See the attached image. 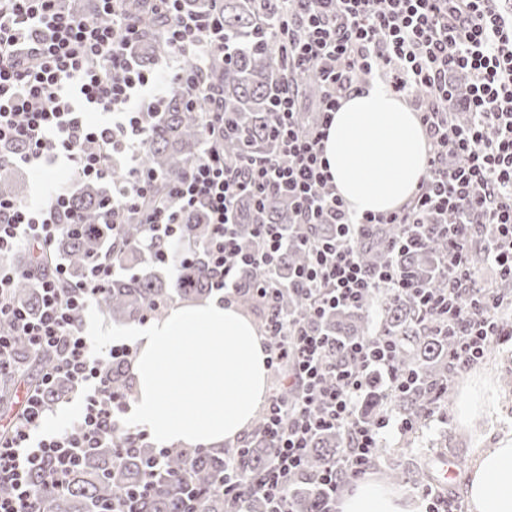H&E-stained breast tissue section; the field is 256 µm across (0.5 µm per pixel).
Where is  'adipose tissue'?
<instances>
[{
  "mask_svg": "<svg viewBox=\"0 0 512 512\" xmlns=\"http://www.w3.org/2000/svg\"><path fill=\"white\" fill-rule=\"evenodd\" d=\"M426 140L415 112L373 84L346 97L323 142L337 193L358 213L405 202L425 173ZM133 420L164 443L235 442L267 394V358L256 326L235 305L204 299L131 331ZM466 488L469 512H512V436L480 449ZM407 489L358 483L336 512H417Z\"/></svg>",
  "mask_w": 512,
  "mask_h": 512,
  "instance_id": "adipose-tissue-1",
  "label": "adipose tissue"
}]
</instances>
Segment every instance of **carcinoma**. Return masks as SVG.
<instances>
[{
  "label": "carcinoma",
  "mask_w": 512,
  "mask_h": 512,
  "mask_svg": "<svg viewBox=\"0 0 512 512\" xmlns=\"http://www.w3.org/2000/svg\"><path fill=\"white\" fill-rule=\"evenodd\" d=\"M223 10L224 35L236 50L224 60L212 63L208 69L215 84L224 93V116L230 119V132L218 140L224 159L235 163L244 154L273 155L276 141L271 134L273 112L271 103L283 83L295 82L307 105L302 118L314 111L319 85L314 78L288 72L275 52L279 37L276 24L265 6L258 0H183L185 11L205 14L213 7ZM125 9L134 16H143V34L134 48V56L144 66L152 64L164 48V23L151 13L145 0H125ZM205 142L203 106H190L184 92L170 93L165 110L150 124L149 138L139 159L143 171H156L163 181L153 188L152 196L144 202L149 208L165 199L171 186L188 171L200 154ZM106 190L97 184L84 183L71 195L72 207L82 216L83 223L61 227L48 249L39 253L41 264L49 267L62 263L66 279L76 284L82 281L91 262L105 256L117 259L121 270L115 272L97 305L115 322L135 323L148 317L164 316L171 294L181 298H198L211 292V273L206 257L199 253L182 265L170 264L171 279L128 269L139 263L146 254L155 252L149 227L146 224H124L122 232L113 235L112 225L99 223ZM233 221L244 247L253 246V225L281 224L288 227L293 221L288 200L269 195L258 208L249 196L241 197ZM180 243L203 241L210 225L202 211H193L184 218ZM384 234L368 231L359 241L362 262L373 265L383 253ZM448 250V238L442 224L429 227L428 243L407 252L401 268L408 279L419 281L433 292L448 287L441 273L442 256ZM305 254L296 247L284 251L278 266L283 288L288 277L304 263ZM267 271L261 266L248 267L239 275L240 292L237 304L244 310L264 317V311L253 299L252 288L265 279ZM14 299L31 312L39 308L36 285L21 279L15 285ZM373 297H368L359 309H338L327 315L323 327L339 342L367 338L370 321L367 309ZM379 332L399 344L400 365L412 371L416 382L394 400L404 414L422 418L426 410L448 399V376L455 372L449 359L452 338L436 322L421 318L420 304L412 294L391 297L383 301ZM14 356L44 373L51 369L54 359L48 353L34 351L22 336L14 337ZM127 364L107 361L103 370L112 381L114 390L125 397L132 395L126 374ZM70 385L60 383L44 390L45 399L57 404L65 401ZM387 404L382 387L374 382L365 399L366 413H383ZM264 416H259L248 439L241 443L240 462L245 475L255 479L274 460L275 448L264 434ZM343 433L330 430L319 434L308 449L302 469L292 478L289 496L297 512H323L321 497L316 491L318 476L336 456L345 451ZM226 480L224 453L206 448L173 446L165 455L164 464H155V451L147 446L128 448V437L121 434L113 445L98 448L74 470L62 491L51 488L46 473L35 480L40 493V512H102L112 502L115 492L148 483L147 491L133 501L131 512H182L183 498L194 491L196 508L193 512H224L222 488Z\"/></svg>",
  "instance_id": "carcinoma-1"
}]
</instances>
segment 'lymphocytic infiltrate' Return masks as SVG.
Listing matches in <instances>:
<instances>
[{
	"mask_svg": "<svg viewBox=\"0 0 512 512\" xmlns=\"http://www.w3.org/2000/svg\"><path fill=\"white\" fill-rule=\"evenodd\" d=\"M276 19L282 40L279 58L289 69L321 84L319 108L310 125L297 122L298 98L284 85L273 104L277 153L245 156L241 176L213 149H206L170 189L166 200L143 208L158 181L138 166L148 122L162 112L165 95L155 92L151 74L140 68L130 48L142 35L138 19L123 0H98L110 21L100 24L63 9L60 0H0V146L17 145L18 166L71 163L80 179L109 183L102 208L107 224L136 221L148 225L156 244L177 239L182 218L204 211L211 237L186 247L187 254L208 258L212 288L223 302L237 298L243 267L263 266L267 277L254 288L267 311L264 336L283 342L268 347L267 365L287 367L286 382L295 397L271 396L265 434L274 441L276 463L255 481L240 472L239 453L224 451L234 477L223 489L224 512H247L245 504L262 496L269 512H293L288 479L301 467L314 436L338 429L348 447L318 477L324 512H336L340 483L359 479L372 467L381 431L396 426L410 432L412 417L360 421L358 402L375 376L388 391L403 390L408 372L399 366L394 342L378 337L336 344L321 319L331 310L361 306L372 292L418 296L428 318L445 325L453 339L451 360L457 370L478 364L496 334L495 319L504 301L485 288L469 260L474 240L485 245V260L496 276L512 280V0H264ZM164 17L165 54L176 60L195 54L201 68L171 73L169 82L184 89L191 102L204 103L205 126L214 136L224 128L223 95L203 70L224 57L221 15L184 13L182 0H153ZM382 82L417 113L427 138L426 173L413 198L388 213L350 210L326 171L322 141L333 114L351 91ZM110 114L108 122L89 124L83 112ZM127 170L123 181L114 168ZM288 194L298 206L300 245L306 261L292 284L308 302L304 315L278 307L279 259L288 242L279 225L255 227L256 245L242 250L233 229L232 203L241 194L254 200L270 192ZM452 212L448 253L442 266L448 289L434 293L406 281L401 257L428 238L425 215ZM70 196L48 191L41 204L0 197V253L24 246L48 247L62 224L78 223ZM331 225L334 238L324 240L315 228ZM398 226L377 268L361 262L357 241L365 228ZM114 262H94L88 276L71 285L61 274L41 278V306L29 313L12 302L10 290L18 269L0 266V319H9L32 348L54 354L43 386L66 380L80 400L78 414L51 432H40L53 405L37 391L28 392L19 413L0 434V512H39L33 487L36 474L49 472L54 488L64 487L82 454L105 445L121 432L134 442L145 430L127 429L125 398L114 391L102 369L107 360L127 361L128 343L94 344L77 311L103 293Z\"/></svg>",
	"mask_w": 512,
	"mask_h": 512,
	"instance_id": "f902f5d3",
	"label": "lymphocytic infiltrate"
}]
</instances>
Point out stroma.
Listing matches in <instances>:
<instances>
[{
    "instance_id": "stroma-1",
    "label": "stroma",
    "mask_w": 512,
    "mask_h": 512,
    "mask_svg": "<svg viewBox=\"0 0 512 512\" xmlns=\"http://www.w3.org/2000/svg\"><path fill=\"white\" fill-rule=\"evenodd\" d=\"M21 201L39 198L48 188L75 192L78 182L71 167L58 164L51 167H26L17 172ZM450 386L447 406L436 409L425 426L411 434H399L395 427L383 430L379 444L387 455L376 461L370 473L385 479L389 466L401 465L414 470L416 463L444 455L461 460L463 470L449 487L454 512H468L464 496L467 468H470L477 449L487 448L502 436L512 432V338L496 341L485 358L473 368L459 372L448 380ZM487 399V413L462 422L457 408L464 391Z\"/></svg>"
}]
</instances>
